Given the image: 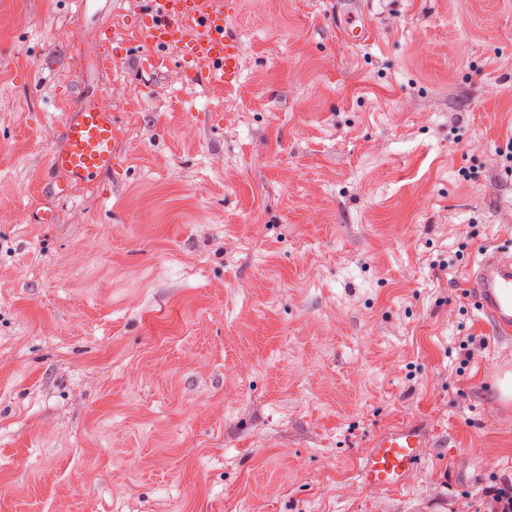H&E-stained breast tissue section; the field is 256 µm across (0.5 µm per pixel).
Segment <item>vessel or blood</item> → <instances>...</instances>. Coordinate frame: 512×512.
<instances>
[{
	"label": "vessel or blood",
	"instance_id": "b4317fda",
	"mask_svg": "<svg viewBox=\"0 0 512 512\" xmlns=\"http://www.w3.org/2000/svg\"><path fill=\"white\" fill-rule=\"evenodd\" d=\"M145 4L151 50L143 69L167 68L169 59L163 50L173 44L180 52L182 72L190 79H198L206 68L226 87L238 82L240 45L226 25L231 12L229 0H145ZM114 125L110 111L81 103L62 122L63 147L50 154V170L63 174L69 185L111 176L115 166ZM464 277L475 302L492 318L499 335H511L512 252L483 248ZM423 445L420 432L408 424L381 433L363 463L362 478L381 491L399 488L405 474L420 465Z\"/></svg>",
	"mask_w": 512,
	"mask_h": 512
}]
</instances>
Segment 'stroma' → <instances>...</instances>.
<instances>
[{
  "mask_svg": "<svg viewBox=\"0 0 512 512\" xmlns=\"http://www.w3.org/2000/svg\"><path fill=\"white\" fill-rule=\"evenodd\" d=\"M239 2L228 93L174 45L136 73L144 0H0V512H474L512 483V335L459 278L512 248V0H361L362 45L342 0ZM85 99L116 166L55 198ZM402 423L422 463L375 490ZM357 3L358 2H348L349 7H347L344 15L345 20L348 21H346L345 25L340 29V35L344 39L353 43L364 42L369 38V35L371 33V30L367 25L355 26L351 28V25L353 24L356 18L354 10L356 9ZM418 448H424V439L412 425L381 433L363 463L362 478L380 491L399 488L405 474L422 462Z\"/></svg>",
  "mask_w": 512,
  "mask_h": 512,
  "instance_id": "obj_1",
  "label": "stroma"
}]
</instances>
